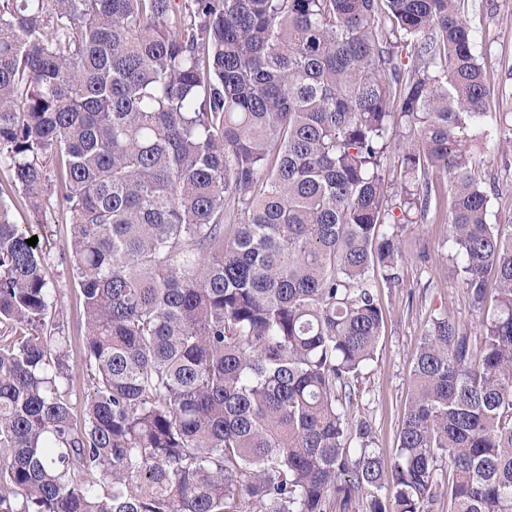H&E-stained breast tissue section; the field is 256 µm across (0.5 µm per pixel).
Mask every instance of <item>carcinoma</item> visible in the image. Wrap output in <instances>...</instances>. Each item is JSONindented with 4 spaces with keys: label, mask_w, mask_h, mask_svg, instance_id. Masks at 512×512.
<instances>
[{
    "label": "carcinoma",
    "mask_w": 512,
    "mask_h": 512,
    "mask_svg": "<svg viewBox=\"0 0 512 512\" xmlns=\"http://www.w3.org/2000/svg\"><path fill=\"white\" fill-rule=\"evenodd\" d=\"M465 0H0V512H512V224L488 222ZM391 24L421 66L402 77ZM418 132L399 209L448 175L476 335L432 319L388 466L355 381L399 281L391 127ZM69 216L83 423L42 256ZM494 273L496 288H487Z\"/></svg>",
    "instance_id": "obj_1"
}]
</instances>
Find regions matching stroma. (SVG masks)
Returning a JSON list of instances; mask_svg holds the SVG:
<instances>
[{
    "label": "stroma",
    "mask_w": 512,
    "mask_h": 512,
    "mask_svg": "<svg viewBox=\"0 0 512 512\" xmlns=\"http://www.w3.org/2000/svg\"><path fill=\"white\" fill-rule=\"evenodd\" d=\"M469 16L484 34L481 48L489 75L486 108L494 114L512 116V0H468ZM417 138L406 124L390 130V146L383 160L389 191H397L403 176L404 155ZM476 169L485 182L495 183L498 193L489 204V221L512 222V150L507 155H478ZM13 220L32 227L44 254V272L56 301L48 313L69 338L70 362L85 364L83 300L70 272L66 246L70 224L63 212L48 210L46 220L31 224L30 208L15 199ZM447 213L432 203L423 222L398 224L403 261L400 282L377 280V300L385 327L376 359L363 373L362 384L350 414L364 418L373 427L372 446L387 461L398 456L399 431L410 394L414 359L433 317L445 313L467 330L479 331L482 313L474 310L456 274L457 260L445 242Z\"/></svg>",
    "instance_id": "obj_1"
}]
</instances>
